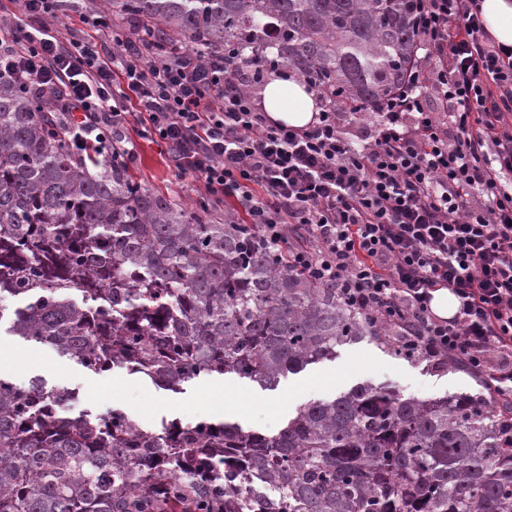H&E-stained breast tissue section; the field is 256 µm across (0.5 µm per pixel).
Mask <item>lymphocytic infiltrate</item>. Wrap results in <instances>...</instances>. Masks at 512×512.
<instances>
[{
  "label": "lymphocytic infiltrate",
  "instance_id": "obj_1",
  "mask_svg": "<svg viewBox=\"0 0 512 512\" xmlns=\"http://www.w3.org/2000/svg\"><path fill=\"white\" fill-rule=\"evenodd\" d=\"M20 2L0 24V78L52 92L74 151L129 166L136 145L117 133L135 119L180 177L233 199L268 246L396 330L406 354L456 358L512 413V51L479 0H421L420 54L357 141L318 87L312 125L270 120L251 89L272 66L202 59L134 27L68 40L59 0ZM440 288L458 301L448 319L430 307Z\"/></svg>",
  "mask_w": 512,
  "mask_h": 512
}]
</instances>
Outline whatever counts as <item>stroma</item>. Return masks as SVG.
<instances>
[{
  "label": "stroma",
  "mask_w": 512,
  "mask_h": 512,
  "mask_svg": "<svg viewBox=\"0 0 512 512\" xmlns=\"http://www.w3.org/2000/svg\"><path fill=\"white\" fill-rule=\"evenodd\" d=\"M97 14L105 19L103 30L111 32L121 15L104 9L103 0H63L57 27L64 36H79L84 26L81 14ZM137 140V159L127 174L151 192L193 208L205 195L190 178H178L157 144ZM15 301L0 302V343L30 348L35 360L30 364L0 367V376L19 384L41 378L47 387L65 388L78 396V412L100 415L115 409L128 414L145 429L157 427L162 419L193 423L217 419L211 405L198 403V396L209 386H225L229 400L245 406V427L274 433L281 429L296 408L316 400H330L353 387L372 384L391 387L407 397L436 398L454 393L483 391L480 379L469 371L435 369L421 357L407 359L384 353L374 343L362 341L339 348L329 361L307 366L282 378L277 389L264 390L234 377H202L186 383L175 394L155 386L150 380L124 370L94 372L75 360L58 354L50 346L24 345L9 331Z\"/></svg>",
  "instance_id": "1"
}]
</instances>
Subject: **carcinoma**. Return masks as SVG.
<instances>
[{"instance_id":"1","label":"carcinoma","mask_w":512,"mask_h":512,"mask_svg":"<svg viewBox=\"0 0 512 512\" xmlns=\"http://www.w3.org/2000/svg\"><path fill=\"white\" fill-rule=\"evenodd\" d=\"M418 0H108L201 57L237 50L374 112L417 52ZM49 96L0 81V299L10 332L95 371L180 393L202 376L263 390L392 334L286 265L248 224H210L93 153L75 157ZM40 378L0 377V512H512L509 417L487 397H406L364 385L299 406L275 434L228 420L138 431L115 409L56 417ZM205 435L206 446L199 445ZM167 452L154 464L146 449Z\"/></svg>"}]
</instances>
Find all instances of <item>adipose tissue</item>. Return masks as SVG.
<instances>
[{
	"label": "adipose tissue",
	"instance_id": "ef3b65f1",
	"mask_svg": "<svg viewBox=\"0 0 512 512\" xmlns=\"http://www.w3.org/2000/svg\"><path fill=\"white\" fill-rule=\"evenodd\" d=\"M484 27L495 43L512 49V0H481ZM262 107L277 123L304 127L316 113V99L296 77L272 76L260 92Z\"/></svg>",
	"mask_w": 512,
	"mask_h": 512
}]
</instances>
